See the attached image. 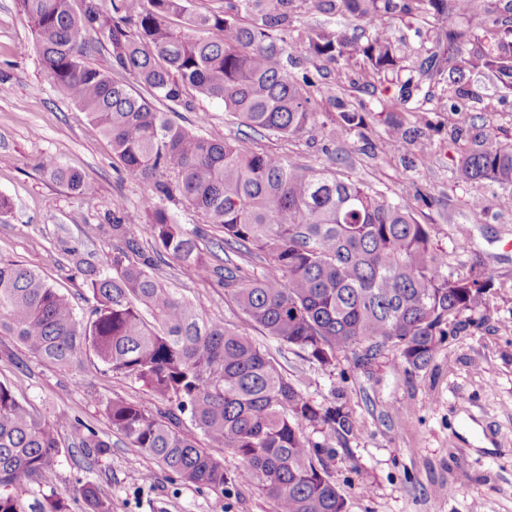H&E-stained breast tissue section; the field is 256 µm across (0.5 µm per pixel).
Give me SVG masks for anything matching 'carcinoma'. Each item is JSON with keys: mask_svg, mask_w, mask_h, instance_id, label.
Returning a JSON list of instances; mask_svg holds the SVG:
<instances>
[{"mask_svg": "<svg viewBox=\"0 0 512 512\" xmlns=\"http://www.w3.org/2000/svg\"><path fill=\"white\" fill-rule=\"evenodd\" d=\"M36 33V50L52 87L87 113L111 140L112 151L135 180L150 185L141 211L107 216V232L121 246L107 268L77 255L96 305L77 317L70 301L38 272L0 260V334L16 337L36 357L64 368L92 354L107 370L133 378L166 404L155 411L112 399L105 415L133 448L182 480L224 489V465L179 430L186 415L205 439L231 450L256 475L278 512H345L330 480L321 444L305 433L322 428L345 444L356 430L344 405L320 407L299 390L251 337L204 319L153 273L156 257L140 247L152 240L173 259L214 278L253 325L276 342L296 347L323 366L339 353L362 350L366 366L391 349L407 371L427 366L450 336L479 325L472 315L487 304L493 277L483 282L444 272L429 230L407 201L391 202L358 181L285 161L270 152H243L232 142L204 137L171 118L191 107L187 86L224 103L254 132L296 136L318 122L307 74L288 67V34L295 0H219L198 12L189 0H18ZM322 14L337 3L361 22L348 34L332 27L304 31L303 61L340 68L360 62L385 77L400 70L392 21L421 13L436 25L433 46L389 98L415 119L427 111L432 88L453 91L450 108L472 98L466 73L482 69L512 90V0H308ZM479 10L495 36L477 57L465 27L448 16ZM108 50L111 70L87 61L89 42ZM133 78L140 86L134 90ZM321 122L327 141L363 126V114L335 104ZM381 148L400 150L404 122L384 118ZM464 141L457 178L471 185H512V141L487 125L448 132ZM41 167L77 195L94 186L53 157ZM187 202L205 223L222 228L217 248L203 254V230H183L171 207ZM151 220L140 223L141 212ZM255 254L269 270L254 279L229 253ZM75 444L103 455L110 448L95 429L65 414L50 420L0 382V512H69L55 491H39L25 507L4 490L41 485L60 453L58 428ZM86 512H112V501L93 482L82 488Z\"/></svg>", "mask_w": 512, "mask_h": 512, "instance_id": "1", "label": "carcinoma"}]
</instances>
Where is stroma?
<instances>
[{
  "label": "stroma",
  "mask_w": 512,
  "mask_h": 512,
  "mask_svg": "<svg viewBox=\"0 0 512 512\" xmlns=\"http://www.w3.org/2000/svg\"><path fill=\"white\" fill-rule=\"evenodd\" d=\"M322 24L353 31L345 14L324 15L302 0L296 34L288 50L301 56L298 31ZM402 38V64L412 69L418 53L431 47L429 16L396 21ZM348 108L367 113L365 127L342 134L334 153H326L320 127L283 138L246 132L222 102L187 88L192 110L175 120L205 136L242 142L337 177L362 182L388 199H406L415 219L430 231L446 270L466 277L491 272L494 286L479 326L448 338L423 369L408 373L395 351L387 350L368 369L351 354H338L332 366L265 337L224 295L216 280L163 256L157 274L165 286L191 303L206 319L221 321L250 336L316 405L346 404L358 430L346 444L325 431L313 441L334 449L328 461L331 481L346 502V512H512V209L497 205L505 187L495 182L473 186L455 176L459 146L452 128L492 126L501 140L512 139V90L497 87L477 72L475 100L451 109L449 90L438 85L420 131L399 151L379 150L384 126L381 106L370 94L372 80L351 65L322 78ZM207 113L197 125L198 113ZM54 157L93 182L87 199L44 175L40 163ZM149 188L130 178L112 152L111 141L72 102L58 99L40 63L32 25L17 0H0V197L11 208L0 213V259L14 261L46 277L72 302L78 315L95 305L68 251L75 248L102 263L116 242L101 228L111 206L139 210ZM0 381L13 383L41 415L63 413L92 426L109 442L103 455H90L59 434L62 448L42 486L66 497L70 512H85L81 489L99 485L112 500V512H276L256 476L225 448L212 449L229 482L223 490L184 483L114 433L106 403L116 397L151 408L156 399L141 383L114 374L95 358L82 370L60 368L35 358L14 337L0 335Z\"/></svg>",
  "instance_id": "35a3bbf8"
}]
</instances>
